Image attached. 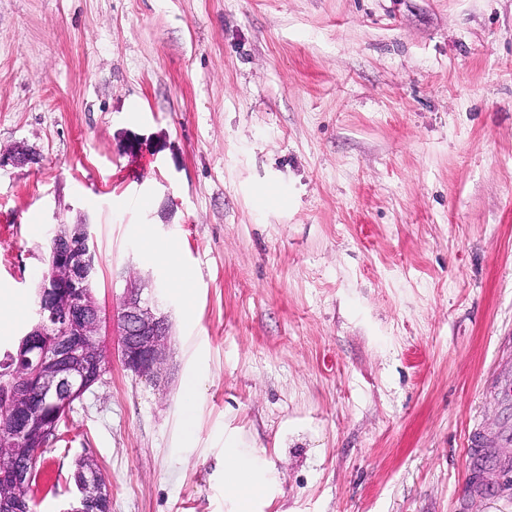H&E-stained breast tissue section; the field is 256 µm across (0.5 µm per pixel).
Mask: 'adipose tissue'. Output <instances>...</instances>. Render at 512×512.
I'll list each match as a JSON object with an SVG mask.
<instances>
[{
    "instance_id": "ef3b65f1",
    "label": "adipose tissue",
    "mask_w": 512,
    "mask_h": 512,
    "mask_svg": "<svg viewBox=\"0 0 512 512\" xmlns=\"http://www.w3.org/2000/svg\"><path fill=\"white\" fill-rule=\"evenodd\" d=\"M268 486L255 460L236 444H227L224 452V489L234 505V512H253L256 494L266 491Z\"/></svg>"
}]
</instances>
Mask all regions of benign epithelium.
Instances as JSON below:
<instances>
[{
	"label": "benign epithelium",
	"instance_id": "benign-epithelium-1",
	"mask_svg": "<svg viewBox=\"0 0 512 512\" xmlns=\"http://www.w3.org/2000/svg\"><path fill=\"white\" fill-rule=\"evenodd\" d=\"M34 160L31 149L21 143L0 151V167ZM96 261L87 224L58 225L39 285L38 306L43 318L22 341L10 398L0 402L1 447L25 446L40 424L44 407L69 413L106 374L102 337L106 318L88 291ZM118 321L124 367L141 378L156 380L168 356L167 317L154 311L144 297V288L131 281L124 289ZM31 475L32 468L18 464L15 456L0 455V481L13 491L30 486ZM77 482L86 497L104 503L102 512H111V495L102 472L79 475Z\"/></svg>",
	"mask_w": 512,
	"mask_h": 512
}]
</instances>
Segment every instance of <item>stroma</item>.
<instances>
[{"instance_id":"35a3bbf8","label":"stroma","mask_w":512,"mask_h":512,"mask_svg":"<svg viewBox=\"0 0 512 512\" xmlns=\"http://www.w3.org/2000/svg\"><path fill=\"white\" fill-rule=\"evenodd\" d=\"M17 142L36 159L0 167V295L23 311L0 352L81 220L105 313L133 278L170 325L156 383L106 336L35 512H64L81 456L112 512H232L228 438L273 478L256 512H458L472 426L512 428V0H0ZM480 453L468 512H512V447Z\"/></svg>"}]
</instances>
